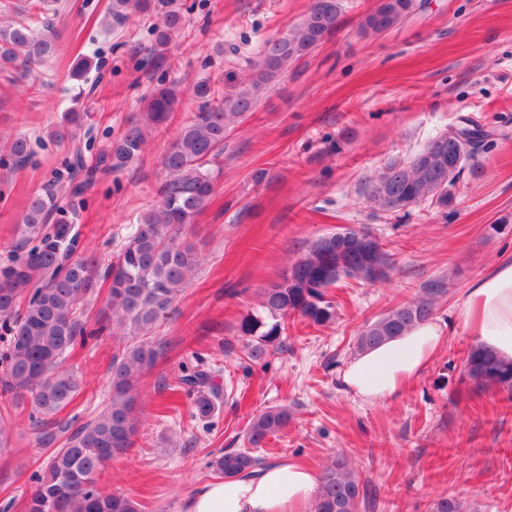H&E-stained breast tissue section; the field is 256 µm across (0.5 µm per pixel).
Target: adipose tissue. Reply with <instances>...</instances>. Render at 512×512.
<instances>
[{
  "label": "adipose tissue",
  "mask_w": 512,
  "mask_h": 512,
  "mask_svg": "<svg viewBox=\"0 0 512 512\" xmlns=\"http://www.w3.org/2000/svg\"><path fill=\"white\" fill-rule=\"evenodd\" d=\"M458 320L477 341L512 360V257L497 262L468 288ZM443 324L429 320L404 335L353 358L342 374L345 387L363 401L391 397L428 367L446 339ZM318 476L296 461H273L237 477L202 485L184 512H305L316 496Z\"/></svg>",
  "instance_id": "adipose-tissue-1"
}]
</instances>
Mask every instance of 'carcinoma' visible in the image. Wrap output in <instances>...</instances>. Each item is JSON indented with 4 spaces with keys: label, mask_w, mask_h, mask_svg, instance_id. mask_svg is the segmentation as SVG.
Segmentation results:
<instances>
[{
    "label": "carcinoma",
    "mask_w": 512,
    "mask_h": 512,
    "mask_svg": "<svg viewBox=\"0 0 512 512\" xmlns=\"http://www.w3.org/2000/svg\"><path fill=\"white\" fill-rule=\"evenodd\" d=\"M59 0H23L17 19L0 21V72L16 82L34 66L45 63L57 51L58 32L53 16ZM151 0H109L102 19L106 29L126 21L135 12L147 11ZM415 0H378L360 22L364 34L382 35L415 10ZM342 0H313L295 27L263 43L257 56L247 61L244 86L212 103L210 87L201 82L193 94L201 102L199 112L185 125L164 152L161 164L166 178L158 189V201L141 214L127 244L115 260L90 251L75 225L61 214L55 191L48 188L28 197L21 224L16 226L15 255L0 265V400L14 406L29 404L38 445L51 449L48 463L32 475L33 488L25 512H143L132 497L101 486L104 464L125 456L133 447L139 421L134 396L142 376L164 354L166 345L148 333L185 287L197 265L193 246L179 239V230L192 224L214 193L207 165L224 152L230 128L254 110L261 93L288 66L310 55L331 39L340 23ZM183 25L176 0H161L151 62L162 64L169 46ZM174 85H161L147 98L145 123L134 121L114 140L100 163L105 171H119L131 163L147 143L152 129L168 123L179 103ZM468 150L458 171L448 175V133L431 139L409 162H394L368 180L365 196L375 211L398 213L425 201L448 208L451 188L480 150L493 146L491 132L467 120L456 126ZM9 153L22 165L30 157L23 135L9 142ZM372 236L369 227L346 228L339 236H323L303 256L283 270L262 293L267 318L249 315L240 325L248 337L244 352L248 361L266 365L270 352L281 350L285 319L297 315L314 325L336 318L328 290L345 278L370 284L386 283L394 261L383 251L387 272L371 275L356 251L360 237ZM107 288L111 313L90 329L80 310L84 299ZM445 292L432 281L413 300L390 310L367 325L357 337L362 352L432 319L437 297ZM121 328L135 342L112 358L108 407L93 421L75 430L69 424L53 431L50 418L69 407L79 395L80 376L64 366L67 353L79 342ZM463 375L482 391L499 388L512 398V362L501 360L491 349L472 345L463 360ZM179 382L190 398L193 414L201 420L213 417L220 388L214 376L199 368L181 367ZM291 412L280 406L256 415L246 433L250 448H227L210 462L216 474L233 478L260 463L251 449L288 425ZM67 434L60 439L61 434ZM364 500L361 478L348 457L338 454L319 476L310 512H360ZM470 506L454 495L441 494L430 512H469Z\"/></svg>",
    "instance_id": "carcinoma-1"
}]
</instances>
